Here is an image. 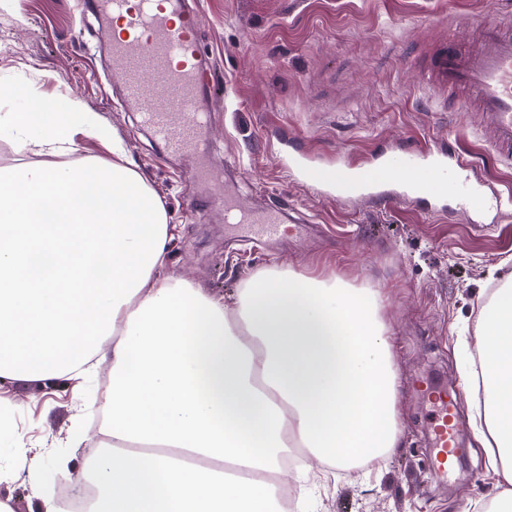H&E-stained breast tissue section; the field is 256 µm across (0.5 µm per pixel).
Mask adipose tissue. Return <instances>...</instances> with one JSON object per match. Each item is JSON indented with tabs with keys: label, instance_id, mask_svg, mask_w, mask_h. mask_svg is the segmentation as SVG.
I'll use <instances>...</instances> for the list:
<instances>
[{
	"label": "adipose tissue",
	"instance_id": "adipose-tissue-1",
	"mask_svg": "<svg viewBox=\"0 0 512 512\" xmlns=\"http://www.w3.org/2000/svg\"><path fill=\"white\" fill-rule=\"evenodd\" d=\"M35 141L56 155L98 136L78 103L42 100ZM35 163L0 176V379L78 378L108 364L112 389L92 463L58 464L91 482L88 512H278L292 449L337 468L399 443V377L380 289L269 267L231 300L168 267L173 235L140 174L121 163ZM486 421L512 512V275L477 315Z\"/></svg>",
	"mask_w": 512,
	"mask_h": 512
}]
</instances>
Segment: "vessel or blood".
<instances>
[{
  "label": "vessel or blood",
  "instance_id": "obj_1",
  "mask_svg": "<svg viewBox=\"0 0 512 512\" xmlns=\"http://www.w3.org/2000/svg\"><path fill=\"white\" fill-rule=\"evenodd\" d=\"M101 24L112 33V80L167 154L196 149L206 125L198 75L209 66L200 44L201 17L182 0H99ZM421 77L438 96L448 98L454 112L477 109L492 132V147L504 162H512V24L487 23L478 41L461 46L454 28L430 51V64ZM382 169L399 175L400 201L444 200L456 194L468 207L501 208L499 194H487L480 179L470 177L469 160L451 147L415 149L381 160ZM337 194L377 197V185H359L344 170L336 172ZM210 206L223 213L225 223L242 237L274 243L282 237L288 212L269 207L244 210L232 190L213 197ZM432 401L429 420L432 464L444 466L457 451L454 424L456 400L420 384Z\"/></svg>",
  "mask_w": 512,
  "mask_h": 512
}]
</instances>
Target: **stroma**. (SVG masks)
<instances>
[{"instance_id":"35a3bbf8","label":"stroma","mask_w":512,"mask_h":512,"mask_svg":"<svg viewBox=\"0 0 512 512\" xmlns=\"http://www.w3.org/2000/svg\"><path fill=\"white\" fill-rule=\"evenodd\" d=\"M202 15V48L215 65L203 86L223 94L206 100L210 125L192 156L163 155L159 142L118 102L103 78L109 48L100 19L76 0H0V83L19 97L0 101V115L27 101L80 100L85 111L122 140L128 157L162 202L173 240L170 268L214 296L231 297L261 269L290 267L339 276L381 289L393 363L399 374V446L355 471L314 466L300 488L304 512H472L496 481L469 417L474 394L459 401V445L466 467L438 483L430 452L428 404L411 386L466 382L477 359L474 321L492 288L512 273V203L503 217L403 202L372 204L328 194L288 165L295 153L324 168L370 165L375 152L452 142L480 179L512 195V166L490 145L476 112L450 119L448 105L422 82L424 56L446 27L472 34L512 14V0H188ZM236 171L244 204L290 208L302 226L273 247L229 246L223 218L208 200L215 188L198 162ZM107 369L76 385L67 378L0 381L14 413L16 437L43 447L40 487L60 500L74 465L95 458L99 389ZM84 408L81 426L70 421Z\"/></svg>"}]
</instances>
